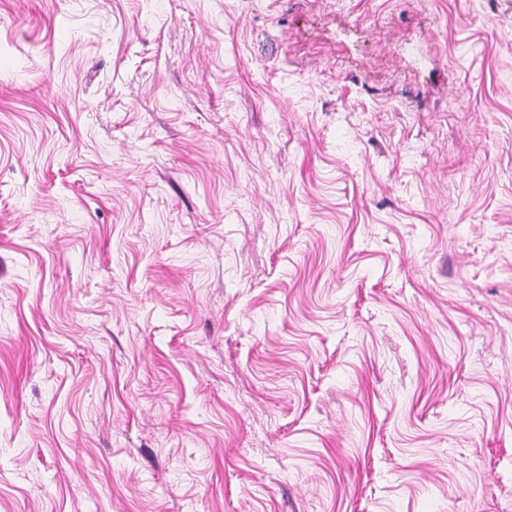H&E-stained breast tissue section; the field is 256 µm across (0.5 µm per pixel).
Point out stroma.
I'll return each mask as SVG.
<instances>
[{"instance_id":"35a3bbf8","label":"stroma","mask_w":512,"mask_h":512,"mask_svg":"<svg viewBox=\"0 0 512 512\" xmlns=\"http://www.w3.org/2000/svg\"><path fill=\"white\" fill-rule=\"evenodd\" d=\"M0 512H512V0H0Z\"/></svg>"}]
</instances>
